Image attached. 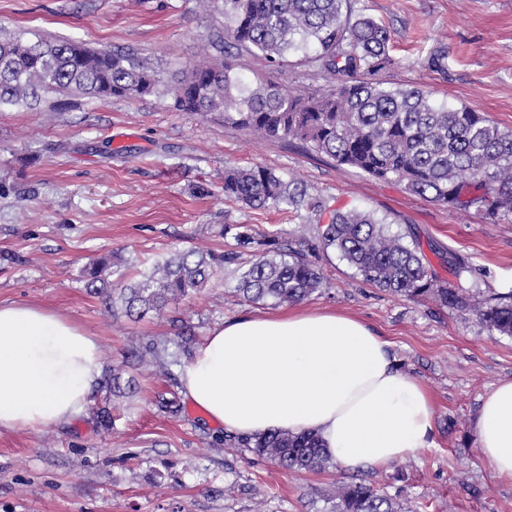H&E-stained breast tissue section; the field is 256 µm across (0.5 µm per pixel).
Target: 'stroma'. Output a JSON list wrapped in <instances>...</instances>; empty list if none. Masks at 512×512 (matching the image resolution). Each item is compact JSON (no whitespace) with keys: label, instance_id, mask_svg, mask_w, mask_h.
Wrapping results in <instances>:
<instances>
[{"label":"stroma","instance_id":"obj_1","mask_svg":"<svg viewBox=\"0 0 512 512\" xmlns=\"http://www.w3.org/2000/svg\"><path fill=\"white\" fill-rule=\"evenodd\" d=\"M388 30L389 87L486 113L512 129V0H353ZM214 21L197 0H0V36L73 38L133 50L170 86L196 63ZM261 165L305 185L314 207L248 209L227 199L225 166ZM359 209L392 231L432 245L441 285L484 295L512 291V221L448 208L402 185L339 167L285 140L257 142L171 97L100 100L46 96L39 108L0 111V301L37 304L94 336L108 367H123L139 338H178L166 315L115 318L82 281L107 258L126 280L179 250L222 251L228 224L257 237L316 244L331 212ZM461 263L464 273L442 264ZM323 287L304 305L351 313L384 340L400 368L431 393L435 435L415 458L382 471L330 466L291 474L241 448L187 398L171 416L155 404L170 391L153 362L133 374L136 394L97 392L87 411L42 432H0V512H331L336 482L373 484L410 512H512V481L498 478L472 428L482 397L512 379V338L431 299L405 300L366 283L335 252H314ZM232 270L173 301L197 341L224 320L276 313L242 301ZM112 413L103 430L96 411Z\"/></svg>","mask_w":512,"mask_h":512}]
</instances>
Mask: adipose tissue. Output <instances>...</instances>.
<instances>
[{
  "instance_id": "1",
  "label": "adipose tissue",
  "mask_w": 512,
  "mask_h": 512,
  "mask_svg": "<svg viewBox=\"0 0 512 512\" xmlns=\"http://www.w3.org/2000/svg\"><path fill=\"white\" fill-rule=\"evenodd\" d=\"M104 372L96 339L67 317L0 302V431L83 412ZM182 393L226 433L317 435L347 468L382 470L430 447L435 407L364 321L328 310L240 315L210 330L180 369ZM482 458L512 479V380L473 421Z\"/></svg>"
}]
</instances>
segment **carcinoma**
Here are the masks:
<instances>
[{
  "mask_svg": "<svg viewBox=\"0 0 512 512\" xmlns=\"http://www.w3.org/2000/svg\"><path fill=\"white\" fill-rule=\"evenodd\" d=\"M220 17L207 40L214 54L188 65L168 89L174 105L257 140H289L338 166L394 181L451 210L475 208L491 221L512 220V130L467 107L437 101L418 88L386 87L376 75L391 65L389 35L374 18L354 13L351 0H199ZM261 58L269 75L246 78L245 58ZM289 67L328 75L318 89L288 90ZM100 99L160 93L157 72L130 51H105L78 39L0 37V109L28 108L44 94ZM224 197L257 209L312 206L307 188L274 170L224 168ZM234 249L182 252L156 262L141 279L108 281L105 259L84 270L85 287L117 318L161 314L170 301L206 287L224 269L238 274L236 293L248 302L299 303L323 286L324 276L302 249L260 240L247 224H226ZM318 248L332 249L366 282L409 300L433 298L475 316L489 330L512 337V292L484 296L439 284L420 242L389 230L368 211L331 213L319 228ZM252 252L244 263L240 256ZM132 365L161 361L153 339L130 351ZM112 395L134 392V377L104 374ZM227 448H249L290 473L318 472L331 458L313 434L270 432L224 436ZM333 512H403L395 498L363 482L338 484L326 494Z\"/></svg>",
  "mask_w": 512,
  "mask_h": 512,
  "instance_id": "carcinoma-1",
  "label": "carcinoma"
}]
</instances>
